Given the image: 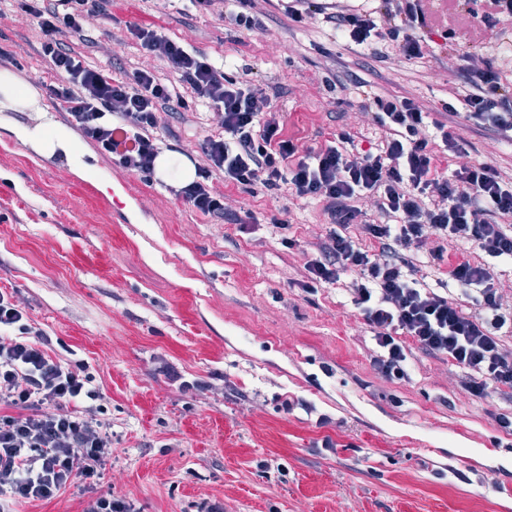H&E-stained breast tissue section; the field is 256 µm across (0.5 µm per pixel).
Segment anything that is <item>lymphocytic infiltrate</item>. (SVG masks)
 Here are the masks:
<instances>
[{
  "label": "lymphocytic infiltrate",
  "mask_w": 512,
  "mask_h": 512,
  "mask_svg": "<svg viewBox=\"0 0 512 512\" xmlns=\"http://www.w3.org/2000/svg\"><path fill=\"white\" fill-rule=\"evenodd\" d=\"M199 12L217 13L236 27L262 29L265 0H242L246 11L224 0H189ZM108 0H14L36 19L37 52L50 80L43 90L83 139L120 169L153 177L161 153L162 115L204 103L219 116L218 132L205 136L192 164L194 181L172 187L176 199L214 220L248 232L251 213L224 208L214 182L244 187L252 196L288 191L323 205L330 226L296 285H345L368 327L376 351L372 370L403 380L413 351L448 360L466 373L465 390L483 398L512 389V348L499 336L512 328L503 311L496 265L512 260V173L488 163L459 166L444 175L437 149L466 155L468 143L433 118L413 96L375 92L351 76L343 90L372 113L376 145L360 148L343 130L326 145L299 148L283 135L285 116L271 105L274 92L262 78L228 76L222 65L165 32L126 24L118 42H135L150 65L111 70L88 61L89 21L106 13ZM289 24L322 18L362 53L387 44L408 60L424 58L428 42L421 0H286ZM77 35L79 46L65 40ZM463 81L448 87L445 110L512 142V81L492 60L472 65V52H455ZM359 234H352V227ZM434 240L432 259L443 260L460 242L475 246L449 274L458 292L448 295L416 277L415 252ZM486 314H472L475 304ZM51 339L33 326L12 296L0 291V512L17 504L50 501L85 487L82 512H133L113 497L102 478L112 459V426L93 376L80 360L52 353Z\"/></svg>",
  "instance_id": "obj_1"
}]
</instances>
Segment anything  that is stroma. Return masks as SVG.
Returning <instances> with one entry per match:
<instances>
[{
	"instance_id": "obj_1",
	"label": "stroma",
	"mask_w": 512,
	"mask_h": 512,
	"mask_svg": "<svg viewBox=\"0 0 512 512\" xmlns=\"http://www.w3.org/2000/svg\"><path fill=\"white\" fill-rule=\"evenodd\" d=\"M423 5L456 37L395 66L353 54L319 19L285 31L276 4L249 33L214 13L179 16L178 0H109L111 21H95L91 35L107 49L111 27H156L223 60L228 76L249 69L280 85L272 105L300 142L342 128L374 141L373 118L354 122V97L323 83L337 60L378 92L438 109L458 79L450 49L485 44L468 0ZM485 46L495 64L512 65V51ZM118 49L114 65L141 63L134 42ZM5 118L0 289L56 356L88 364L112 422L105 480L114 497L135 512H512V434L495 421L512 413V390L470 396L458 367L419 351L407 380L387 381L370 367L372 335L343 288L291 287L328 230L320 202L216 182L226 210L254 216L242 233L82 140L97 175L80 179L63 156H40L8 131L37 124L36 113ZM217 127L216 112L200 108L186 124L164 117L160 135L191 154ZM452 130L470 143V161L512 169V145L491 155L486 129L462 119ZM107 178L122 183L135 213L100 190Z\"/></svg>"
}]
</instances>
